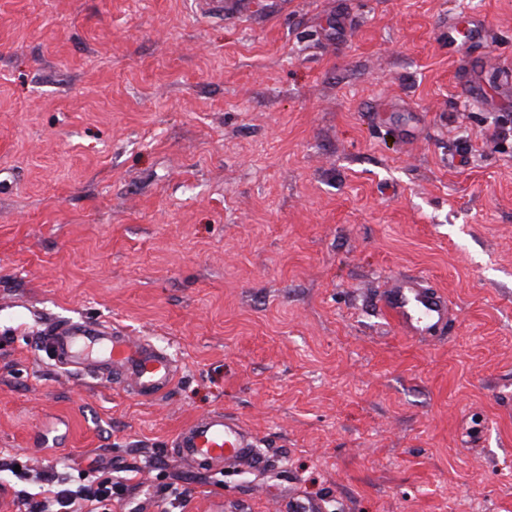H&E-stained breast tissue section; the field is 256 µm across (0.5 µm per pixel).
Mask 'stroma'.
I'll return each mask as SVG.
<instances>
[{
	"instance_id": "stroma-1",
	"label": "stroma",
	"mask_w": 512,
	"mask_h": 512,
	"mask_svg": "<svg viewBox=\"0 0 512 512\" xmlns=\"http://www.w3.org/2000/svg\"><path fill=\"white\" fill-rule=\"evenodd\" d=\"M397 274L444 334L388 323ZM79 318L170 391L58 367ZM218 411L263 467L173 457ZM45 471L112 512H512V0H0V512ZM39 343L59 366L126 380L141 399L166 393L177 376L165 350L145 340L134 342L124 328L107 321L49 322Z\"/></svg>"
}]
</instances>
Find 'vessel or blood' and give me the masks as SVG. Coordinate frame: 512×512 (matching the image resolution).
<instances>
[{
  "instance_id": "obj_1",
  "label": "vessel or blood",
  "mask_w": 512,
  "mask_h": 512,
  "mask_svg": "<svg viewBox=\"0 0 512 512\" xmlns=\"http://www.w3.org/2000/svg\"><path fill=\"white\" fill-rule=\"evenodd\" d=\"M386 309L400 329L412 336H432L448 324L445 299L432 287L410 278L394 280ZM39 343L59 366L126 380L142 399L166 393L177 376L176 364L165 350L145 340L133 341L124 328L107 321L52 322ZM171 446L174 455L191 466L225 463L257 467L263 463L248 431L221 413L186 425Z\"/></svg>"
}]
</instances>
